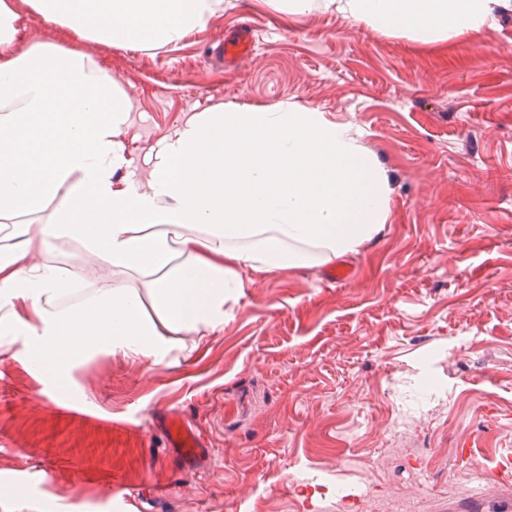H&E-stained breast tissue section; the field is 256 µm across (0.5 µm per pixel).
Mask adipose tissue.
<instances>
[{
  "label": "adipose tissue",
  "instance_id": "ef3b65f1",
  "mask_svg": "<svg viewBox=\"0 0 512 512\" xmlns=\"http://www.w3.org/2000/svg\"><path fill=\"white\" fill-rule=\"evenodd\" d=\"M336 8L423 43L473 35L512 0H278ZM223 0H0V339L58 392L92 350L158 364L224 327L245 274L354 254L390 218L389 187L351 129L277 103L215 107L163 144L149 179L117 178L130 100L88 53L22 46L36 18L114 48L175 44ZM76 244L81 264L56 260Z\"/></svg>",
  "mask_w": 512,
  "mask_h": 512
}]
</instances>
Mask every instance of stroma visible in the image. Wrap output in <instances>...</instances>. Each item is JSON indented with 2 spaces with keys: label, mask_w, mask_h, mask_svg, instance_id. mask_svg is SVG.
Segmentation results:
<instances>
[{
  "label": "stroma",
  "mask_w": 512,
  "mask_h": 512,
  "mask_svg": "<svg viewBox=\"0 0 512 512\" xmlns=\"http://www.w3.org/2000/svg\"><path fill=\"white\" fill-rule=\"evenodd\" d=\"M246 24L253 53L217 62L212 48ZM23 42L90 53L118 81L131 101L120 177L146 181L164 139L197 113L285 103L352 129L387 175L391 216L341 258L346 282L272 273L247 285L222 330L162 364L100 352L65 395L10 344L0 485L53 512H120L116 475L129 490L164 487L161 512H359L364 479L382 510L407 494L424 512L512 505L497 475L512 449V12L425 44L336 11L293 18L224 0L204 29L151 50L74 41L36 19ZM167 409L208 434L207 464L153 445L148 419ZM464 448L478 449L476 465L461 467ZM460 470L471 485L451 490Z\"/></svg>",
  "instance_id": "1"
}]
</instances>
